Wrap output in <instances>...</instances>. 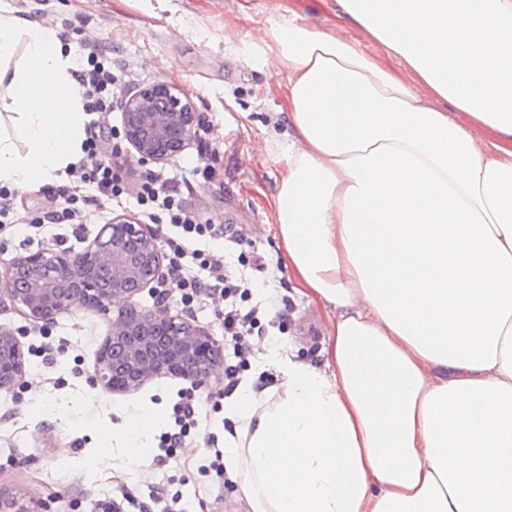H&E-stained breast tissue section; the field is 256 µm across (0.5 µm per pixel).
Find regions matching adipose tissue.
Returning <instances> with one entry per match:
<instances>
[{
	"mask_svg": "<svg viewBox=\"0 0 512 512\" xmlns=\"http://www.w3.org/2000/svg\"><path fill=\"white\" fill-rule=\"evenodd\" d=\"M337 5L406 71L292 15L247 47L285 72L275 235L336 323L325 367L271 353L225 402L227 460L252 512H512V0ZM75 70L0 14V186L76 161Z\"/></svg>",
	"mask_w": 512,
	"mask_h": 512,
	"instance_id": "obj_1",
	"label": "adipose tissue"
}]
</instances>
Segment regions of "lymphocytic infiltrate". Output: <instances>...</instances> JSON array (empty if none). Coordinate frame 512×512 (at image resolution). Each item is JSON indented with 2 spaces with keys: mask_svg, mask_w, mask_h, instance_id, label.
Listing matches in <instances>:
<instances>
[{
  "mask_svg": "<svg viewBox=\"0 0 512 512\" xmlns=\"http://www.w3.org/2000/svg\"><path fill=\"white\" fill-rule=\"evenodd\" d=\"M87 61V67L77 72L86 109L91 113L111 109L114 87L119 81L111 47L99 43L89 45ZM97 149V137H89L84 147L86 159L71 166L70 175L105 196L118 198L132 194L137 205L150 207V219H167L169 226L178 229V237L166 240L170 254L165 283L180 293L184 305H191L197 298L223 300L224 343L231 347L234 357L224 367V389L232 391L239 384L240 371L249 363L250 338L262 328L259 311L240 305L245 292L241 282L227 269L223 255L191 248L190 243L203 237L221 236L226 242L236 244L240 241L237 230L230 224L201 223L185 201L178 183L150 176L135 191H128L117 164L98 158Z\"/></svg>",
  "mask_w": 512,
  "mask_h": 512,
  "instance_id": "f902f5d3",
  "label": "lymphocytic infiltrate"
}]
</instances>
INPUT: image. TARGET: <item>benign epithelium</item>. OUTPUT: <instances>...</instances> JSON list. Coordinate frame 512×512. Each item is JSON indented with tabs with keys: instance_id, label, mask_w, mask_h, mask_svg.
I'll use <instances>...</instances> for the list:
<instances>
[{
	"instance_id": "7a95c632",
	"label": "benign epithelium",
	"mask_w": 512,
	"mask_h": 512,
	"mask_svg": "<svg viewBox=\"0 0 512 512\" xmlns=\"http://www.w3.org/2000/svg\"><path fill=\"white\" fill-rule=\"evenodd\" d=\"M123 139L140 164L164 163L189 149L200 117L179 89L156 81L121 101ZM162 253L156 235L122 214L103 225L78 253L39 249L0 267V296L28 321L49 327L75 309L108 311L159 282ZM223 363V347L171 307L121 309L96 352L93 380L108 394L139 390L156 378L207 385ZM27 357L20 333L0 327V393L24 385ZM0 512H47L33 498L0 490Z\"/></svg>"
}]
</instances>
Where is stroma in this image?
<instances>
[{
  "label": "stroma",
  "mask_w": 512,
  "mask_h": 512,
  "mask_svg": "<svg viewBox=\"0 0 512 512\" xmlns=\"http://www.w3.org/2000/svg\"><path fill=\"white\" fill-rule=\"evenodd\" d=\"M0 8L33 17L54 32L66 31L63 45L81 59L87 43L110 45L125 67V92L162 80L178 87L201 116L194 145L165 163L141 165L127 153L120 132L121 109L95 114L86 133L101 130V152L121 164L128 185L161 176L176 181L205 224H233L242 241L234 246L236 274L252 281L253 305L272 295L289 296L294 310L282 325L267 324L252 336L253 355L246 377L271 387L279 382L262 367L270 350H293L298 358L322 365L331 346L336 313L300 288L288 256L275 235L272 196L283 169L267 150L274 113L286 102L277 88L275 66L259 67L243 48L258 38L270 17L298 15L311 26L350 40L383 68L403 72V64L337 8L336 0H0ZM235 35L224 40L225 32ZM73 181L36 188H9L14 212L28 221L13 236L0 238V260L42 248L81 251L101 227L119 214L137 215L134 199L116 202L89 191L81 229L47 224L33 231L32 220L56 208L72 192ZM262 256L255 265L253 256ZM172 312L215 338L224 336V305L202 301L185 311L179 294L167 295ZM118 306L109 313L78 309L44 328L31 324L9 304L0 303V325L21 332L29 354L26 383L17 395L0 394V489L25 493L45 503L48 512H159L148 487L159 483L167 496L181 498L186 512H251L236 481L216 482L202 473L213 438L232 424L224 417V372L196 388L189 381L163 377L140 390L110 395L94 386L95 354L112 328ZM194 399L199 424L164 464L154 462L159 435L172 421L182 397ZM129 419H146L145 437L130 440L120 429ZM76 457L105 451L95 471L59 468L61 449Z\"/></svg>",
  "instance_id": "obj_1"
}]
</instances>
